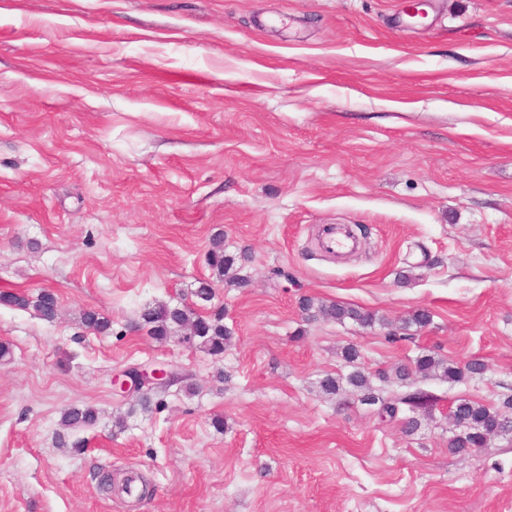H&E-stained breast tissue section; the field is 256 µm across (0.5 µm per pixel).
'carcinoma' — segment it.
<instances>
[{
  "label": "carcinoma",
  "instance_id": "carcinoma-1",
  "mask_svg": "<svg viewBox=\"0 0 512 512\" xmlns=\"http://www.w3.org/2000/svg\"><path fill=\"white\" fill-rule=\"evenodd\" d=\"M208 262L217 278L226 277L239 288L249 285L247 278L232 272L235 258L224 255L223 238L216 237L211 240ZM0 303L21 309L31 307L40 319L47 322L55 320L58 310L56 296L46 290L39 292L34 298L4 291L0 293ZM301 306L304 311L312 310L314 316L324 319H351L363 326H372L376 322L374 314L352 306L321 304L316 307L311 299L303 300ZM82 324L96 334H107L112 328L111 319L94 310L83 312ZM138 324L157 340H167L177 335L179 340L196 344L213 357L223 355L224 349L232 340V331L224 326V310L220 307L202 315L188 304L159 303L144 308ZM484 370L485 365L478 360H472L460 368L451 366L430 353L416 357L414 367L411 369L403 364L398 366L395 375L397 379L405 380L415 372L425 378L432 376L459 382L480 375ZM319 387L327 395L350 396L364 405L375 406L377 413L382 417L394 418L399 411L406 410L408 416L404 420V430L408 434L417 430L420 426V417L429 415L436 401L434 394L420 388L386 396L384 390L375 387L362 371H353L343 380L328 376L320 381ZM451 417L455 424L465 428V431L449 442L448 449L453 453L468 454L484 445V433L490 425L497 426L501 434H512V396L505 398L501 406L495 408L462 400L451 411ZM97 422L98 412L92 406L70 407L61 416V425L71 431L93 426Z\"/></svg>",
  "mask_w": 512,
  "mask_h": 512
}]
</instances>
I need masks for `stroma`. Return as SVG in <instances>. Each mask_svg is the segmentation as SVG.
<instances>
[{"mask_svg": "<svg viewBox=\"0 0 512 512\" xmlns=\"http://www.w3.org/2000/svg\"><path fill=\"white\" fill-rule=\"evenodd\" d=\"M405 9L0 0V290L60 310L0 305V512H512V434L448 450L450 407L512 395V0ZM321 224L363 250L332 259ZM218 234L249 287L213 282ZM208 280L223 357L135 330ZM306 297L381 321L311 319ZM416 309L431 324L387 342ZM428 351L486 370L410 378L439 398L414 434L318 389ZM133 364L187 381L142 412L112 387ZM83 405L85 447H59ZM0 303L21 309H29L31 307L40 319L47 322L55 320L58 310L56 296L46 290L39 292L34 298L25 294L4 291L0 293ZM98 422V412L92 406L70 407L61 416V425L66 430L77 431Z\"/></svg>", "mask_w": 512, "mask_h": 512, "instance_id": "1", "label": "stroma"}]
</instances>
